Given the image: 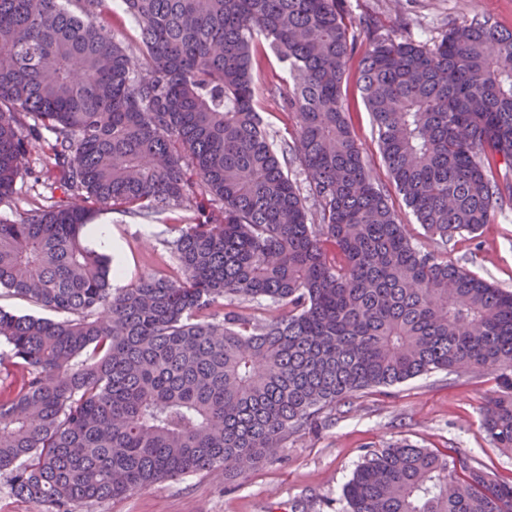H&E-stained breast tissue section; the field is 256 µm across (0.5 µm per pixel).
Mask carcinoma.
I'll return each instance as SVG.
<instances>
[{"mask_svg": "<svg viewBox=\"0 0 512 512\" xmlns=\"http://www.w3.org/2000/svg\"><path fill=\"white\" fill-rule=\"evenodd\" d=\"M0 0V473L13 494L77 512L168 479L278 459L336 403L424 374L495 375L483 415L512 453V294L423 252L351 131L354 38L338 0H122L137 51L96 22L103 0ZM359 91L396 190L441 243L493 222L512 183V31L453 24L429 48L366 29ZM288 64L279 156L256 110L259 39ZM309 177L303 194L288 175ZM60 196H55V192ZM220 204L205 213L202 199ZM194 223L179 275L112 289L92 206ZM229 300H268L256 321ZM346 512H512V478L407 441L370 453ZM36 199V193L31 189L29 180L19 179L11 199L0 204V218L8 221L18 219L22 213L32 207ZM0 307L6 310L14 311L17 313H35L52 319H62L65 317L63 314L42 311L34 307L28 301L14 296L5 290H0Z\"/></svg>", "mask_w": 512, "mask_h": 512, "instance_id": "cac0c4a2", "label": "carcinoma"}]
</instances>
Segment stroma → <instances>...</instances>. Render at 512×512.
<instances>
[{
    "label": "stroma",
    "instance_id": "stroma-1",
    "mask_svg": "<svg viewBox=\"0 0 512 512\" xmlns=\"http://www.w3.org/2000/svg\"><path fill=\"white\" fill-rule=\"evenodd\" d=\"M351 25L370 20L379 34L409 38L433 46L450 25L474 16L489 18L512 31V0H343ZM369 47L358 35L343 84L352 132L371 162L389 202L415 246L447 257L512 292V201H503L495 221L474 235L441 244L417 224L382 165L377 129L358 90L359 62ZM259 87V112L277 150L293 141V121L278 105L290 83L287 63L273 53L258 54L253 63ZM183 211L170 210L147 220L111 206L96 207L87 237L106 230L115 249L112 259L123 273L113 287L126 286L137 274H172L177 262L167 242L171 226H186ZM153 248L142 251L144 236ZM495 387L488 374L459 377L443 372L423 375L391 387L358 394L329 412L325 425L289 438L283 456L265 460L238 476L218 480L200 472L164 480L130 496L96 505L95 512H290L291 505L306 512H344L342 490L367 452L406 440L440 451L455 448L502 475L512 474V456L490 443L482 428L487 400Z\"/></svg>",
    "mask_w": 512,
    "mask_h": 512
}]
</instances>
